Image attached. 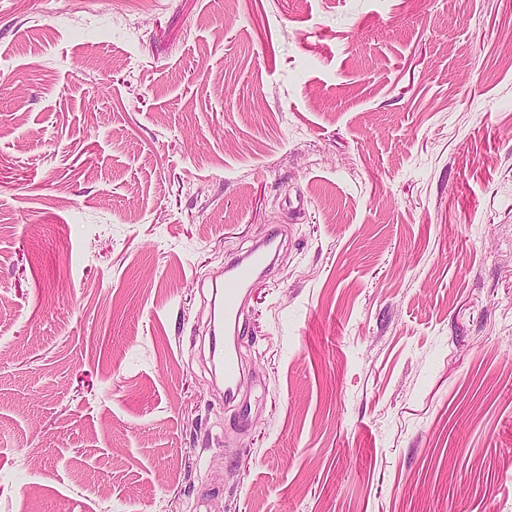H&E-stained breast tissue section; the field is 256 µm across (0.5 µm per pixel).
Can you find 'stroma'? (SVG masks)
<instances>
[{"label":"stroma","instance_id":"stroma-1","mask_svg":"<svg viewBox=\"0 0 512 512\" xmlns=\"http://www.w3.org/2000/svg\"><path fill=\"white\" fill-rule=\"evenodd\" d=\"M0 512H512V0H0ZM279 233H270L226 268L224 283L213 286V371L224 380L226 401L236 399L241 374L239 338L243 334L241 303L253 280L271 266ZM217 336H224V349L217 356Z\"/></svg>","mask_w":512,"mask_h":512}]
</instances>
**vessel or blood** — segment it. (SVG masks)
<instances>
[{
  "label": "vessel or blood",
  "mask_w": 512,
  "mask_h": 512,
  "mask_svg": "<svg viewBox=\"0 0 512 512\" xmlns=\"http://www.w3.org/2000/svg\"><path fill=\"white\" fill-rule=\"evenodd\" d=\"M277 234H268L226 268L222 284L212 290L213 336L224 339V347L213 358L215 375L224 380V397L235 400L241 374L239 338L243 333L241 303L253 280L271 266L278 247Z\"/></svg>",
  "instance_id": "obj_1"
}]
</instances>
